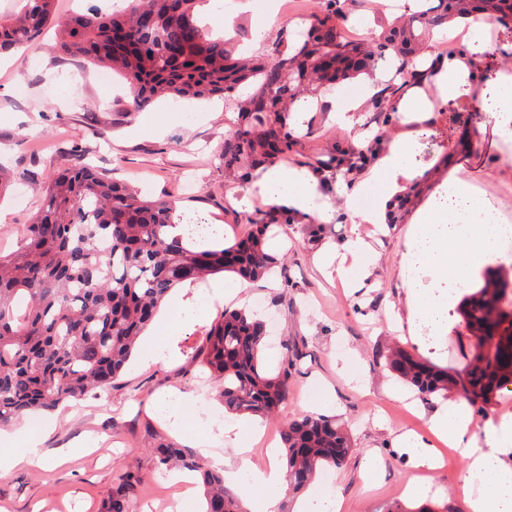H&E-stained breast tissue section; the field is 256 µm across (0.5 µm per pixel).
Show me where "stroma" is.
Wrapping results in <instances>:
<instances>
[{
    "label": "stroma",
    "instance_id": "1",
    "mask_svg": "<svg viewBox=\"0 0 512 512\" xmlns=\"http://www.w3.org/2000/svg\"><path fill=\"white\" fill-rule=\"evenodd\" d=\"M99 74L91 62L58 49L52 26L33 45L0 55V163L32 175L31 180L15 182L0 199V249L17 248L26 224L39 210L49 170L68 166L75 144L84 149L86 162L106 176L131 183L143 197L176 200L181 213L200 214L222 225L225 242L246 236L247 213L229 206L219 158L236 113L225 111L220 98L170 96L154 101L151 111L129 114L124 81L113 77L107 88ZM399 131L397 121L379 123L368 110L355 113L348 127L317 109L299 123V152L288 163L297 165L300 157L335 147L389 140ZM417 162L424 175L415 208H423L456 171L485 196L490 208L512 213V142L503 143L490 128L473 130L470 113L457 120L448 112L435 113ZM352 230L349 221L336 216L312 244L306 225H278V241L288 250L291 287L255 286L229 304L200 305L196 322L176 327L168 336V363L133 359L115 385L56 411L25 416V425L43 423L45 462L0 475V512H101L116 477L127 470L142 478L135 512H164L178 487L169 471L155 467L151 447L167 438L185 448L190 441L158 417L153 404L159 393L180 394L189 403L188 424L199 430L209 428L222 413L215 384L198 353L209 329L228 308H259L275 316L276 336L295 338L304 354L287 402L274 417L258 422L263 445L278 444L284 419L307 413L336 417L353 438L348 463L330 472L319 470L306 496L332 488L343 500L342 512H386L393 504L404 512H418L423 506L433 512L457 507L467 462L446 445L441 448L443 467L426 482L425 502L403 495L405 461L394 439L407 431L420 432L426 414L443 399L420 397L408 404L409 386L384 367L381 356L395 343L435 366L462 368L475 354L462 310H452L448 335L428 349L415 342L408 328L396 324L402 298L399 260L407 230L403 223L383 231L361 225L363 237L378 254L371 287L355 291L329 281L313 258L322 248L343 244ZM80 439L90 454L58 463V449ZM369 459L376 463L375 472L364 469ZM369 481L373 490L363 492Z\"/></svg>",
    "mask_w": 512,
    "mask_h": 512
}]
</instances>
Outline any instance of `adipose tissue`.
I'll use <instances>...</instances> for the list:
<instances>
[{"label": "adipose tissue", "mask_w": 512, "mask_h": 512, "mask_svg": "<svg viewBox=\"0 0 512 512\" xmlns=\"http://www.w3.org/2000/svg\"><path fill=\"white\" fill-rule=\"evenodd\" d=\"M494 26L495 18L489 14L465 17L447 28L451 40L465 35V49L440 46L415 59L420 79L390 103L404 132L381 145L373 164L358 179L336 184L341 207L352 224L385 225L391 200L419 180L415 157L422 127L434 112L459 107L472 97L477 87L474 61L489 50L488 35ZM491 84L498 103L485 109L484 122L505 136L512 133V75L496 74ZM254 186L272 205L287 209L295 221L325 223L333 217L334 209L321 202L318 179L309 168L272 165L258 174ZM509 232L512 225L497 222L482 194L460 177L449 178L404 235L400 269L408 326L436 340L445 337L449 312L470 287L475 270L498 264L499 241ZM377 261L376 252L357 234L317 258L320 268L342 282L370 278ZM171 305L178 316L155 323L145 344L146 362L165 363V336L174 324H189L196 318L195 307L180 298H172ZM485 427L484 440H477L469 401L452 394L429 415L423 433L398 436L397 444L406 455L407 494H420V473L441 467L437 444L445 441L469 462L460 512H512V416L487 420ZM224 481L244 491L247 512H280L288 493L286 471L274 453L261 467L227 465Z\"/></svg>", "instance_id": "obj_1"}]
</instances>
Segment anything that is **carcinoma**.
I'll list each match as a JSON object with an SVG mask.
<instances>
[{
    "instance_id": "1",
    "label": "carcinoma",
    "mask_w": 512,
    "mask_h": 512,
    "mask_svg": "<svg viewBox=\"0 0 512 512\" xmlns=\"http://www.w3.org/2000/svg\"><path fill=\"white\" fill-rule=\"evenodd\" d=\"M202 0H127L120 13L54 14V0H24L22 11L0 17V51L32 42L54 22L65 55L105 64L129 85L130 110L158 96L222 97L237 113L220 148L224 174L247 181L261 166L288 158L298 144L293 106L315 83L353 76L390 54L398 62L399 84L387 86L370 110L388 122L393 95L418 73L406 67L437 28L459 16L489 11L512 21V0H419V10L379 36L354 40L338 27L347 18L345 0H317L308 29L272 42L271 61L236 57L234 38L212 37L195 5ZM253 84L242 97L239 89ZM73 162L47 175L42 205L27 225L16 251L0 252V427L20 415L51 409L112 383L135 351L169 293L185 283L229 273L249 282L287 268L266 248L276 224L291 222L275 206L248 218L252 233L221 248L198 249L166 237L176 202L147 201L125 183L99 173L71 148ZM345 161L334 150L306 161L333 172ZM418 188L398 196L388 222L404 220ZM465 318L478 351L464 369L450 374L396 346L384 366L423 396L468 398L474 416L484 414L490 395L512 383V284L497 270L466 302ZM265 325L242 310L221 315L200 356L212 375L224 410L269 417L288 400L290 378L303 354L285 344L275 372L262 363ZM280 439L291 494H299L322 466L340 468L352 454L349 433L335 417L305 414L283 422ZM162 469L195 473L204 490L203 512H244L239 495L227 489L224 472L170 440L152 448ZM140 476L116 478L103 512H133Z\"/></svg>"
}]
</instances>
